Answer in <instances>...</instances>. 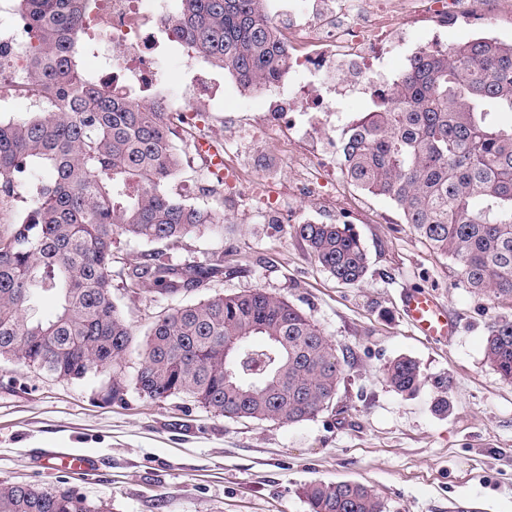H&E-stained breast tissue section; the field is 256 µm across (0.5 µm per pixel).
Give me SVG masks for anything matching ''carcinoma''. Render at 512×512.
I'll return each mask as SVG.
<instances>
[{"label": "carcinoma", "instance_id": "cac0c4a2", "mask_svg": "<svg viewBox=\"0 0 512 512\" xmlns=\"http://www.w3.org/2000/svg\"><path fill=\"white\" fill-rule=\"evenodd\" d=\"M27 29L33 110L0 118V200L28 192L25 215L0 234V358L66 379L111 369L108 397L125 402L122 362L134 334L112 298L115 237L174 243L224 233L218 214L188 204L170 183L182 155L163 112L102 86L85 72L91 0H14ZM194 53L244 90L273 83L288 67L264 0H180L170 28ZM512 44L479 38L408 60L395 92L380 93L341 141L343 175L389 199L405 223L458 268L464 285L512 300ZM44 169L48 181H31ZM336 281L361 283L368 268L346 224L292 226ZM224 275V254L177 260L145 251L118 277L133 291L177 297ZM43 296L58 313L34 319ZM135 378L156 401L186 396L228 420L298 423L336 396L346 356L301 309L261 288L169 308L146 333ZM486 361L512 383V321L490 330ZM393 391L421 381L410 357L390 360ZM309 512H384L372 487L314 481ZM0 512H109L74 487L0 482Z\"/></svg>", "mask_w": 512, "mask_h": 512}]
</instances>
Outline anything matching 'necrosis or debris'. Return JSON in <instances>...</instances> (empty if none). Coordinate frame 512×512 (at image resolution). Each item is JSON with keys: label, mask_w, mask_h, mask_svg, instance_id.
Listing matches in <instances>:
<instances>
[{"label": "necrosis or debris", "mask_w": 512, "mask_h": 512, "mask_svg": "<svg viewBox=\"0 0 512 512\" xmlns=\"http://www.w3.org/2000/svg\"><path fill=\"white\" fill-rule=\"evenodd\" d=\"M96 2L105 25L92 43L91 61L101 84L137 92L147 103L165 98L174 137L192 135L201 162L199 186L222 181L240 190L244 200L262 204L271 220L299 200L335 206L336 194L325 177L324 142L336 129L337 114L349 111L350 99H373L393 90L386 62L401 46L399 31L410 28L420 52L445 53L449 47L441 31L475 28L492 15L512 19V0H289L273 17L277 36L288 48V77L268 88L259 114L237 128L239 141L260 138L281 145L295 173L286 180L245 175L230 148L221 146L213 128L200 119L199 101L234 98L232 89H219L211 71H199L191 101L170 95V76L154 63L155 34L168 31L173 19L167 0ZM28 69L17 25L0 5V96L27 89ZM292 112L305 116L307 137H300L296 122L289 120Z\"/></svg>", "instance_id": "obj_1"}]
</instances>
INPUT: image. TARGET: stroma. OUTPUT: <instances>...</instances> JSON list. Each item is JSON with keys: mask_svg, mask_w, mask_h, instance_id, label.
Returning a JSON list of instances; mask_svg holds the SVG:
<instances>
[{"mask_svg": "<svg viewBox=\"0 0 512 512\" xmlns=\"http://www.w3.org/2000/svg\"><path fill=\"white\" fill-rule=\"evenodd\" d=\"M327 176L335 207L298 202L272 224L234 201L221 213L223 234L162 244L179 259L228 254L223 276L206 288L169 299L112 283L139 346L170 307L256 288L288 300L347 357L327 410L294 424L231 421L185 397L155 402L133 388L120 404L107 397L108 372L67 380L0 359V481L75 484L110 512H308L300 489L312 481L369 485L386 512H512V383L484 358L492 327L512 321V300L466 288L456 266L391 201L347 181L340 162ZM341 214L367 252L357 286L332 278L291 233ZM417 287L436 292L457 321L453 342L419 336L403 317L401 299ZM400 355L422 371L411 396L384 376ZM442 378L444 414L433 408ZM55 451L90 455L96 466L86 475L45 469Z\"/></svg>", "mask_w": 512, "mask_h": 512, "instance_id": "1", "label": "stroma"}]
</instances>
